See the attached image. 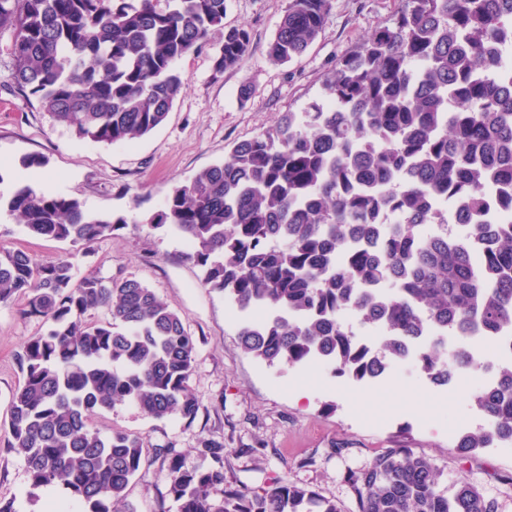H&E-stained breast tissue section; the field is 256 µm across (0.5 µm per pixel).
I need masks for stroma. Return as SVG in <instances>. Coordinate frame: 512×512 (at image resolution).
<instances>
[{
	"instance_id": "35a3bbf8",
	"label": "stroma",
	"mask_w": 512,
	"mask_h": 512,
	"mask_svg": "<svg viewBox=\"0 0 512 512\" xmlns=\"http://www.w3.org/2000/svg\"><path fill=\"white\" fill-rule=\"evenodd\" d=\"M287 0H226L225 28L247 26L251 43L240 67L217 74L211 51L183 57L178 67L188 85L166 122L131 145L78 139L53 122L37 100L10 85L8 37H0V195L24 184L79 199L102 217L125 216L124 228L93 244L80 259L81 272L132 276L179 312L197 339L189 385L201 408L194 422L151 419L130 404L115 405L98 420L101 431L145 438L149 447L174 445L187 467L204 465L199 437L224 439L229 483L259 488L285 478L316 488L345 512L356 502L343 480L395 444L427 457L442 476V488L468 479L512 512V453L492 447L461 458L453 452L460 431L484 423L470 402L477 376L435 387L415 370L398 367L382 379L357 383L334 377L321 365L270 366L238 344L239 313L222 293L202 286L200 271L187 262L178 234L149 229L145 217L161 209L175 185L223 161L232 147L276 124L282 113L301 112L323 98V82L337 61L364 36L392 21L401 0H334L317 41L298 60L270 61L267 47ZM45 156L47 167L27 168L24 157ZM0 248L21 249L40 261L64 257L66 243L31 237L24 225L0 212ZM41 323L21 318L16 306H0V439L13 390L20 381L14 354ZM168 470L151 457L132 480L127 500L135 512H179L167 498ZM61 488L31 490L21 456L0 447V500L14 512H46Z\"/></svg>"
}]
</instances>
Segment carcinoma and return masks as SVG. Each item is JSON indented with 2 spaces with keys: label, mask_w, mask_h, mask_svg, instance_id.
Wrapping results in <instances>:
<instances>
[{
  "label": "carcinoma",
  "mask_w": 512,
  "mask_h": 512,
  "mask_svg": "<svg viewBox=\"0 0 512 512\" xmlns=\"http://www.w3.org/2000/svg\"><path fill=\"white\" fill-rule=\"evenodd\" d=\"M226 0H0L11 84L75 136L130 144L166 120L186 76L177 62L224 30L213 70L235 69L250 34L224 29ZM334 0H288L267 50L275 63L304 55ZM393 22L340 59L324 97L233 146L224 161L173 187L148 223L189 245L203 286L242 318L245 353L266 363L318 362L355 382L384 377L422 336L416 368L450 385L475 360L445 337L494 341L512 331V0H401ZM464 205L465 233H448V202ZM0 209L30 236L87 252L128 224L76 198L18 187ZM46 325L14 355L21 374L8 405L6 450L37 490L61 486L81 512H134L126 490L143 466L142 438L102 432L95 418L127 402L152 419L189 423L197 342L180 314L133 277L78 275L74 256L40 262L0 250V306ZM103 309L108 318L87 322ZM349 312L383 333L357 339ZM471 401L486 426L462 432L466 457L512 446V366ZM206 467L188 468L172 445L167 496L180 512H343L306 484L279 478L240 488L224 476V440H198ZM344 482L357 512H498L465 478L439 473L402 445L385 448Z\"/></svg>",
  "instance_id": "obj_1"
}]
</instances>
